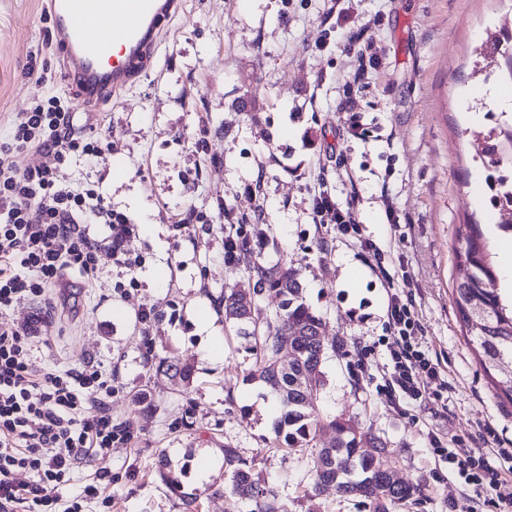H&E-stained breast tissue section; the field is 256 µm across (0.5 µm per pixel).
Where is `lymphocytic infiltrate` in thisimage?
Segmentation results:
<instances>
[{
  "label": "lymphocytic infiltrate",
  "instance_id": "lymphocytic-infiltrate-1",
  "mask_svg": "<svg viewBox=\"0 0 512 512\" xmlns=\"http://www.w3.org/2000/svg\"><path fill=\"white\" fill-rule=\"evenodd\" d=\"M75 152L101 155L91 139L76 133L56 98L23 113L10 141L0 145V512H26L34 504L41 512H83V501L100 496L101 482L86 484L82 496L64 498L61 489L77 464L109 455L115 442L133 438L107 410L110 369L90 361L80 369L46 371L32 355L38 318L20 324L11 317L17 303L44 298L67 272L96 273L105 256L122 276L135 277L139 262L123 248L133 225L94 190L59 185L53 168L38 160L51 153L62 161ZM20 154L29 158L22 167L14 162ZM355 206L351 200L339 207L321 192L313 198L311 220L354 234ZM90 221L108 227L110 245L90 236ZM387 295L390 333L380 339L389 356L385 396L410 403L443 396L448 379L419 337L412 302L393 286ZM430 444L462 483L486 492L500 483V471L483 452L447 448L436 437Z\"/></svg>",
  "mask_w": 512,
  "mask_h": 512
}]
</instances>
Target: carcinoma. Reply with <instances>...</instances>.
<instances>
[{
	"instance_id": "obj_1",
	"label": "carcinoma",
	"mask_w": 512,
	"mask_h": 512,
	"mask_svg": "<svg viewBox=\"0 0 512 512\" xmlns=\"http://www.w3.org/2000/svg\"><path fill=\"white\" fill-rule=\"evenodd\" d=\"M479 55L502 58L512 80L511 33L488 37ZM498 129V144L486 145L480 152L482 162L491 168L506 162L512 164V124L500 125ZM458 238L456 257L466 268L464 277L453 288L459 320L478 346L485 371L493 374L496 394L512 401V295L505 296L498 288L499 277L481 225L468 222ZM242 262L257 277L256 287L249 297L224 298V320L236 325L241 334L255 339V369L250 378L263 382L282 404V414L274 427L278 444L288 452L297 451L308 447L321 432L335 430L337 444L320 449L314 460L315 494L329 485L341 494L358 487L372 512H392L397 503L412 498L417 488L402 481L391 482L383 470L386 449L381 443L356 434L346 420L322 414L311 400V395L323 385L319 360V354L325 350L320 333L323 320L306 305L297 273L279 266H262L247 251ZM265 288L275 289L282 297L279 311L272 316L263 315L257 305L256 295ZM284 334L289 336L286 363L281 361L279 348V338ZM193 373L190 365L165 364L168 379L181 389L190 387ZM224 460L230 467L235 488L259 503L258 512H279L271 490L262 485L253 466L232 448L224 449Z\"/></svg>"
}]
</instances>
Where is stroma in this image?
Listing matches in <instances>:
<instances>
[{"instance_id":"35a3bbf8","label":"stroma","mask_w":512,"mask_h":512,"mask_svg":"<svg viewBox=\"0 0 512 512\" xmlns=\"http://www.w3.org/2000/svg\"><path fill=\"white\" fill-rule=\"evenodd\" d=\"M44 2L0 0V143L41 100L64 102L76 133L97 132L103 160L72 155L57 179L96 189L124 213L135 226L124 248L140 260L128 295L115 293L117 270L105 257L93 275L68 272L48 300L12 311L16 320L38 312L48 323L47 343L33 347L45 369L110 366L112 421L134 432L111 456L79 465L64 497L100 473L112 505L91 500L85 512H256L225 467L230 447L254 464L285 512H371L367 501L332 489L312 493L313 459L335 432L291 454L277 447L280 402L247 381L252 342L221 308L225 296L255 284L243 264L224 261L232 226L263 237L258 262L297 272L327 344L324 386L313 400L383 442L398 478L416 486L393 512H448L449 500L466 501L429 438L512 448V402L496 397L453 296L461 224L481 223L497 266L512 265V242L489 201L497 173L483 166L473 137L512 92V82L488 79L475 63L477 47L512 22V0H182L143 75L92 121L64 77ZM356 34L375 58L359 87L350 83ZM347 99L366 140L340 129ZM255 181L259 189L247 192ZM322 189L341 206L358 191L355 220L383 250L386 274L367 266L358 240L312 223ZM384 190L398 224L386 221ZM187 219L189 233L179 228ZM388 276L414 302L422 342L448 377L446 398L391 404L379 392ZM145 304L157 313L149 328L137 320ZM204 308L211 321L203 331ZM173 359L196 369L188 390L158 368Z\"/></svg>"}]
</instances>
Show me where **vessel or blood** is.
<instances>
[{
  "label": "vessel or blood",
  "instance_id": "vessel-or-blood-1",
  "mask_svg": "<svg viewBox=\"0 0 512 512\" xmlns=\"http://www.w3.org/2000/svg\"><path fill=\"white\" fill-rule=\"evenodd\" d=\"M53 37L65 49L63 73L81 106L120 95L155 50L163 20L180 0H48Z\"/></svg>",
  "mask_w": 512,
  "mask_h": 512
}]
</instances>
